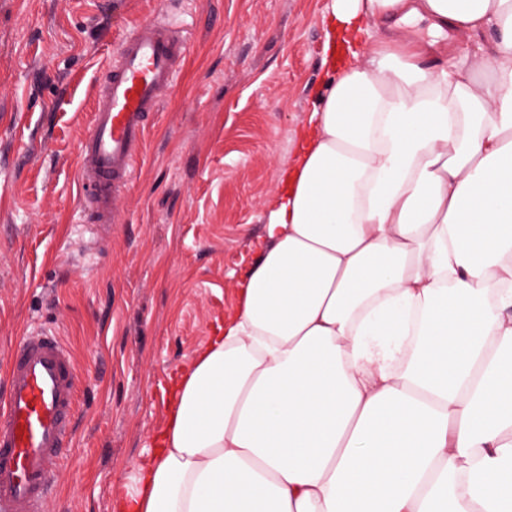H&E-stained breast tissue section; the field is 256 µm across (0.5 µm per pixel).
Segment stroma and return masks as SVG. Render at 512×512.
Wrapping results in <instances>:
<instances>
[{
	"label": "stroma",
	"instance_id": "stroma-1",
	"mask_svg": "<svg viewBox=\"0 0 512 512\" xmlns=\"http://www.w3.org/2000/svg\"><path fill=\"white\" fill-rule=\"evenodd\" d=\"M332 0H0V375L26 328L72 351L77 437L48 512H114L171 390L237 312L283 169L313 136ZM186 52L119 221L92 223L79 143L125 35Z\"/></svg>",
	"mask_w": 512,
	"mask_h": 512
}]
</instances>
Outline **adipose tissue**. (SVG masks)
<instances>
[{"mask_svg": "<svg viewBox=\"0 0 512 512\" xmlns=\"http://www.w3.org/2000/svg\"><path fill=\"white\" fill-rule=\"evenodd\" d=\"M417 17L463 57L338 63ZM325 32L270 242L117 512H512V0H333Z\"/></svg>", "mask_w": 512, "mask_h": 512, "instance_id": "1", "label": "adipose tissue"}]
</instances>
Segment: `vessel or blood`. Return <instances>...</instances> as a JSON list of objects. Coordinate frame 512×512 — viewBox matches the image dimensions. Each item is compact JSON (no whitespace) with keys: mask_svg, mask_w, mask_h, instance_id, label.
Segmentation results:
<instances>
[{"mask_svg":"<svg viewBox=\"0 0 512 512\" xmlns=\"http://www.w3.org/2000/svg\"><path fill=\"white\" fill-rule=\"evenodd\" d=\"M183 57L182 38L158 17L123 39L79 146L93 223H118L114 203L132 181L147 118L172 88ZM79 380L58 336L27 331L13 346L0 395V512H45L63 451L72 444Z\"/></svg>","mask_w":512,"mask_h":512,"instance_id":"1","label":"vessel or blood"}]
</instances>
